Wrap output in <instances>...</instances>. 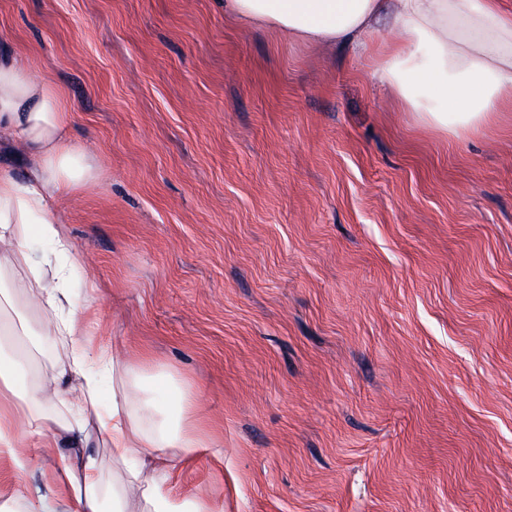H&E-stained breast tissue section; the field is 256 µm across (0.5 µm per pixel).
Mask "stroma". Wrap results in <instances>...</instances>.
<instances>
[{
  "mask_svg": "<svg viewBox=\"0 0 512 512\" xmlns=\"http://www.w3.org/2000/svg\"><path fill=\"white\" fill-rule=\"evenodd\" d=\"M105 175L91 344L189 384L224 512H512V119L451 140L216 0H0ZM54 457L22 477L58 501Z\"/></svg>",
  "mask_w": 512,
  "mask_h": 512,
  "instance_id": "stroma-1",
  "label": "stroma"
}]
</instances>
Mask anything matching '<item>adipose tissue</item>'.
<instances>
[{
    "label": "adipose tissue",
    "mask_w": 512,
    "mask_h": 512,
    "mask_svg": "<svg viewBox=\"0 0 512 512\" xmlns=\"http://www.w3.org/2000/svg\"><path fill=\"white\" fill-rule=\"evenodd\" d=\"M224 11L291 41L352 50L371 61L396 105L451 139L480 134L512 102V0H224ZM383 24L397 36L377 59L368 36ZM73 118L27 55L0 51V148L19 164L0 167V335H28L32 367L22 391L14 365L0 361V458L20 474L31 463L16 451L21 437H39L47 448L93 440L110 449L118 469L107 485L93 455H59L70 512H224L223 496L173 493L176 471L205 453L224 458L197 426L191 386L160 382L140 397L139 368L75 344L86 327L66 286L70 268L38 262L29 250L40 238L72 255L64 202L102 178L96 150L73 139ZM68 339V355L45 356V345Z\"/></svg>",
    "instance_id": "ef3b65f1"
}]
</instances>
